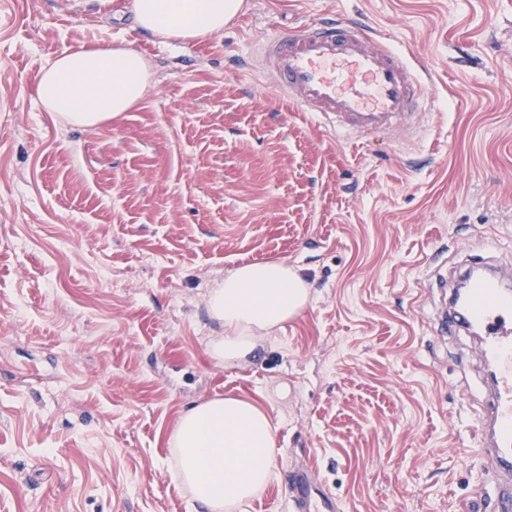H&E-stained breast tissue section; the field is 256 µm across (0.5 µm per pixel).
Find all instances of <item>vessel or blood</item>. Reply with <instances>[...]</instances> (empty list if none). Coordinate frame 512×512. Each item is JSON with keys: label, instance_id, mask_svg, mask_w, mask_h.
<instances>
[{"label": "vessel or blood", "instance_id": "b4317fda", "mask_svg": "<svg viewBox=\"0 0 512 512\" xmlns=\"http://www.w3.org/2000/svg\"><path fill=\"white\" fill-rule=\"evenodd\" d=\"M266 65L289 101L315 113L349 137L399 133L413 137L423 117L412 110V88L423 81L387 38L345 19L286 30L265 46ZM512 270H492L474 282L466 316L482 336V352L495 361L485 436L490 450L512 443V295L500 289ZM293 512H341L338 499L314 481L308 466L288 477Z\"/></svg>", "mask_w": 512, "mask_h": 512}]
</instances>
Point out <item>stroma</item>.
<instances>
[{"label": "stroma", "mask_w": 512, "mask_h": 512, "mask_svg": "<svg viewBox=\"0 0 512 512\" xmlns=\"http://www.w3.org/2000/svg\"><path fill=\"white\" fill-rule=\"evenodd\" d=\"M360 18L428 69L421 133L329 131L260 48ZM129 45L153 90L95 127L37 96L60 53ZM512 261V0H245L223 35L164 43L99 0H0V512H201L175 476L190 406L275 427L238 512H285L308 463L343 512H496L481 342L438 323L481 243ZM280 261L297 315L224 365L205 296Z\"/></svg>", "instance_id": "35a3bbf8"}]
</instances>
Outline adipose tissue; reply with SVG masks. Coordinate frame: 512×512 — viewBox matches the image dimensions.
Wrapping results in <instances>:
<instances>
[{
  "label": "adipose tissue",
  "mask_w": 512,
  "mask_h": 512,
  "mask_svg": "<svg viewBox=\"0 0 512 512\" xmlns=\"http://www.w3.org/2000/svg\"><path fill=\"white\" fill-rule=\"evenodd\" d=\"M244 0H126L134 24L164 42H198L218 36L242 10ZM153 88L151 64L126 45L66 51L43 70L38 97L66 122L97 126L130 111ZM309 301L298 273L280 262L238 267L210 290L208 308L224 325L210 345L218 362L252 355L260 333L295 316ZM275 428L268 414L232 396L193 405L179 418L172 444L176 477L203 512H236L270 481Z\"/></svg>",
  "instance_id": "obj_1"
}]
</instances>
